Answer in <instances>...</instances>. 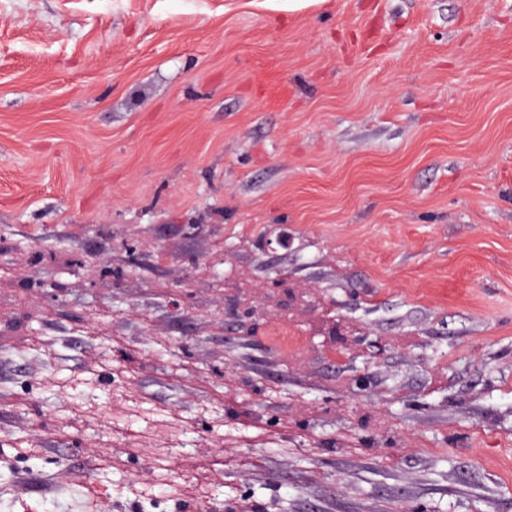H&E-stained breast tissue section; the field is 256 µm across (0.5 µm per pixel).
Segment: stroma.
<instances>
[{"instance_id":"1","label":"stroma","mask_w":512,"mask_h":512,"mask_svg":"<svg viewBox=\"0 0 512 512\" xmlns=\"http://www.w3.org/2000/svg\"><path fill=\"white\" fill-rule=\"evenodd\" d=\"M0 512H512V0H0Z\"/></svg>"}]
</instances>
